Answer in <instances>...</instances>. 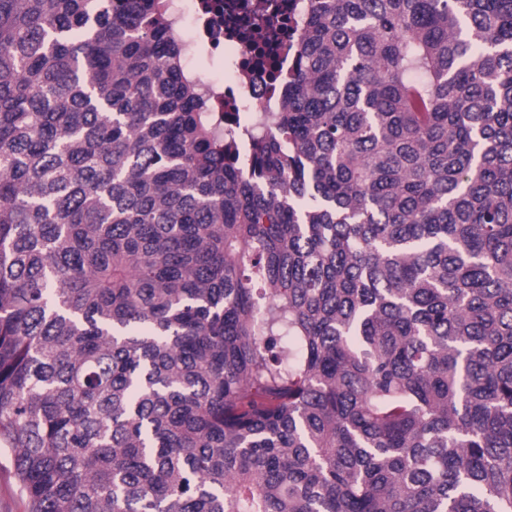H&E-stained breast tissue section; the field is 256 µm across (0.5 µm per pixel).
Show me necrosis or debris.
<instances>
[{"label": "necrosis or debris", "instance_id": "4bbe7bcc", "mask_svg": "<svg viewBox=\"0 0 512 512\" xmlns=\"http://www.w3.org/2000/svg\"><path fill=\"white\" fill-rule=\"evenodd\" d=\"M167 7L210 111L265 125L281 107L275 75L297 54L310 0H167Z\"/></svg>", "mask_w": 512, "mask_h": 512}]
</instances>
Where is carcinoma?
I'll use <instances>...</instances> for the list:
<instances>
[{
    "label": "carcinoma",
    "instance_id": "obj_1",
    "mask_svg": "<svg viewBox=\"0 0 512 512\" xmlns=\"http://www.w3.org/2000/svg\"><path fill=\"white\" fill-rule=\"evenodd\" d=\"M219 138L165 0H0V446L28 512H512V0H311Z\"/></svg>",
    "mask_w": 512,
    "mask_h": 512
}]
</instances>
